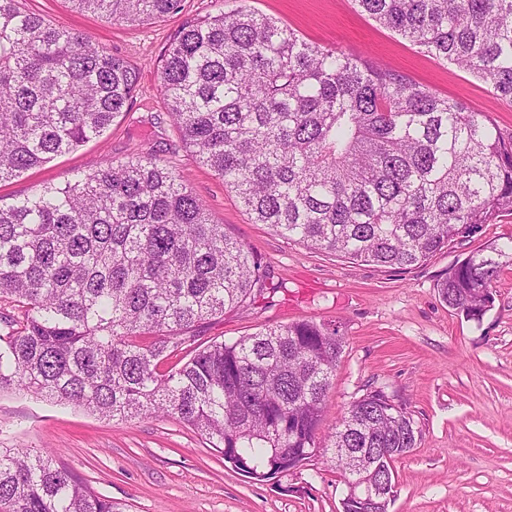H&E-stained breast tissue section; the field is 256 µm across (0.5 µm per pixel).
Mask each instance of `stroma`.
Here are the masks:
<instances>
[{"mask_svg": "<svg viewBox=\"0 0 512 512\" xmlns=\"http://www.w3.org/2000/svg\"><path fill=\"white\" fill-rule=\"evenodd\" d=\"M250 4L307 40L387 65L512 133V104L468 73L417 52L353 0ZM219 5L228 11L237 0H183L179 14L161 20L112 23L74 10L69 0H25L29 10L123 58L138 81L100 138L0 182V200L66 184L76 172L126 161L134 150L171 166L206 203L211 221L253 252L278 287L205 324L201 341H228L304 319L336 326L343 349L322 433L374 390L402 404L420 430L417 447L394 464L389 512H512V266L498 278L493 306L481 321L455 314L437 294L457 259L512 238V214L500 213L495 223L408 269L341 259L253 223L234 193L186 146L157 77V64L182 24ZM0 448L49 451L122 512H341L346 492L329 455L259 481L174 418L106 419L23 391L0 393Z\"/></svg>", "mask_w": 512, "mask_h": 512, "instance_id": "obj_1", "label": "stroma"}]
</instances>
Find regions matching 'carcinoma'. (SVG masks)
Masks as SVG:
<instances>
[{"label": "carcinoma", "instance_id": "carcinoma-1", "mask_svg": "<svg viewBox=\"0 0 512 512\" xmlns=\"http://www.w3.org/2000/svg\"><path fill=\"white\" fill-rule=\"evenodd\" d=\"M114 22L181 0H69ZM240 0L186 22L158 65L173 125L256 224L353 261L411 268L512 211V136L405 75L298 35ZM361 12L512 104V0H354ZM137 74L87 36L0 0V182L97 138ZM512 246L490 245L437 283L484 312ZM176 171L120 164L0 200V392L26 390L101 417L171 416L236 469L266 479L338 448L417 446L407 411L370 392L318 437L342 353L314 320L193 347L202 325L276 292ZM0 512H121L51 453L0 448Z\"/></svg>", "mask_w": 512, "mask_h": 512}]
</instances>
